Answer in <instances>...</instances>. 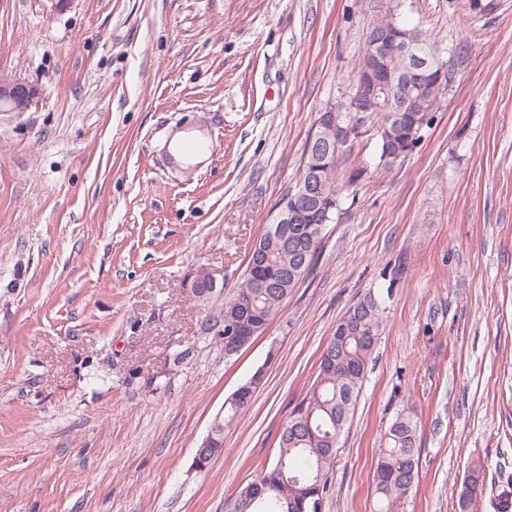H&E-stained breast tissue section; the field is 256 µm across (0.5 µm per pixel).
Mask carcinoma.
Segmentation results:
<instances>
[{
    "label": "carcinoma",
    "mask_w": 512,
    "mask_h": 512,
    "mask_svg": "<svg viewBox=\"0 0 512 512\" xmlns=\"http://www.w3.org/2000/svg\"><path fill=\"white\" fill-rule=\"evenodd\" d=\"M401 0H376L371 6L369 30L382 29L395 20ZM399 29L419 43L430 57L437 50L422 31L399 25ZM388 66L396 91L392 99L366 96L367 125L374 128L379 157L409 147L408 129L389 121L390 109L409 100L416 111L407 112V122L431 125L441 97L456 80L457 71L448 67L443 86L433 82L411 87L400 86L406 66L405 58L396 53L389 56ZM345 152L325 154L317 144L308 145L300 178L313 180L320 202L331 205L330 217L339 219L345 183L340 167ZM274 222L267 224L258 240L263 248L262 270L247 264L243 281L232 296L224 300V320L238 318L242 308L251 307L255 335L278 314L283 302L317 262L322 242H317L310 256L303 246H291L288 231L282 235L271 232ZM382 308L379 300L366 294L357 300L336 325L320 358L315 381L303 399L292 409L279 435L276 459L262 467L256 478L242 488L228 504V512H311L315 500H326L331 491V474L345 429L352 419L355 405L365 379L372 354L382 333ZM238 401L228 403L217 426L215 445L205 449L206 456L194 459L203 470L224 447V428L232 424L251 402L249 384L238 388ZM418 425L413 417L399 413L384 435L383 448L373 476L375 512H405L411 493L419 484ZM482 469L475 464L468 470L457 496L458 512H473L477 496L482 494Z\"/></svg>",
    "instance_id": "carcinoma-1"
}]
</instances>
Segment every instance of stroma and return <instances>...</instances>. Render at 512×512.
<instances>
[{
    "instance_id": "stroma-1",
    "label": "stroma",
    "mask_w": 512,
    "mask_h": 512,
    "mask_svg": "<svg viewBox=\"0 0 512 512\" xmlns=\"http://www.w3.org/2000/svg\"><path fill=\"white\" fill-rule=\"evenodd\" d=\"M367 0H0V73L38 83L0 114V512H224L273 462L348 308L383 330L324 512H374L397 413L419 426L408 512H476L512 479V0H403L457 80L418 147L379 165L370 133L314 269L225 358L187 286L225 293L318 113L352 85ZM207 144L191 161L172 144ZM204 470L195 450L256 371ZM482 472L477 464L468 470L457 496L459 512H473L477 496L481 495L483 490Z\"/></svg>"
}]
</instances>
